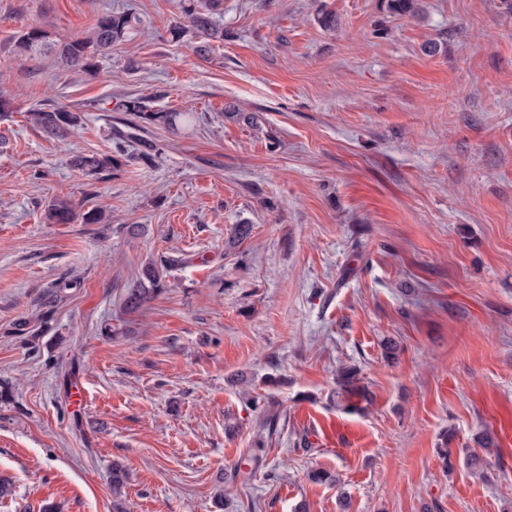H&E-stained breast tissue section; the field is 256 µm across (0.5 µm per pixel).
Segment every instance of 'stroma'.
<instances>
[{
	"label": "stroma",
	"mask_w": 512,
	"mask_h": 512,
	"mask_svg": "<svg viewBox=\"0 0 512 512\" xmlns=\"http://www.w3.org/2000/svg\"><path fill=\"white\" fill-rule=\"evenodd\" d=\"M178 3L0 0V512H112L116 460L126 512H512V0H223L205 60L169 33ZM124 9L98 73L13 54ZM127 96L194 119L148 131L151 163L83 176L71 157L111 151ZM39 104L85 120L46 135ZM58 198L103 222L47 223ZM62 277L35 341L11 335ZM345 367L371 401L345 400ZM484 432L482 477L464 453ZM49 34L41 28H31L21 35L14 43V52L19 57H32L40 54L46 46ZM162 274L155 265L143 271L144 280L137 281L132 288H126L123 307L132 312L140 309L162 291Z\"/></svg>",
	"instance_id": "35a3bbf8"
}]
</instances>
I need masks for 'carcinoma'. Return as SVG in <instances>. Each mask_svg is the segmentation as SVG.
I'll list each match as a JSON object with an SVG mask.
<instances>
[{
  "label": "carcinoma",
  "instance_id": "cac0c4a2",
  "mask_svg": "<svg viewBox=\"0 0 512 512\" xmlns=\"http://www.w3.org/2000/svg\"><path fill=\"white\" fill-rule=\"evenodd\" d=\"M223 0H207L197 4L196 0H181L182 12L196 33L193 51L201 58L210 55L211 41L224 40V28L217 24L214 15L220 11ZM389 8L400 15L412 16L420 12L419 0H389ZM137 23L136 18L128 12L106 11L97 17L91 31L84 36H74L55 45V52L60 63L68 68H78L94 72L99 59L108 55L112 48L126 41L128 34ZM49 34L41 28H33L21 35L14 43V52L19 57H32L41 53L46 46ZM117 109L133 116L127 125V131L118 132L115 144L110 152L83 153L71 160V165L96 180H103L121 171L132 160L149 163L158 152V145L140 135L149 127L175 131L181 125L188 124L193 115L190 112H170L149 108L144 99L126 97L119 101ZM83 113L64 106H43L29 110L30 123L51 134H60L82 125ZM47 221L52 224H99L103 220L101 212L90 209L85 212L76 210L69 202L59 200L47 210ZM144 279L133 287L126 289L123 307L132 312L140 309L162 291V273L155 265L143 271ZM76 286L73 280H64L49 291L43 299L41 319H47L62 299L64 291ZM127 474L124 466L118 462L112 465V491L117 499L113 501V512H125L119 499Z\"/></svg>",
  "mask_w": 512,
  "mask_h": 512
}]
</instances>
